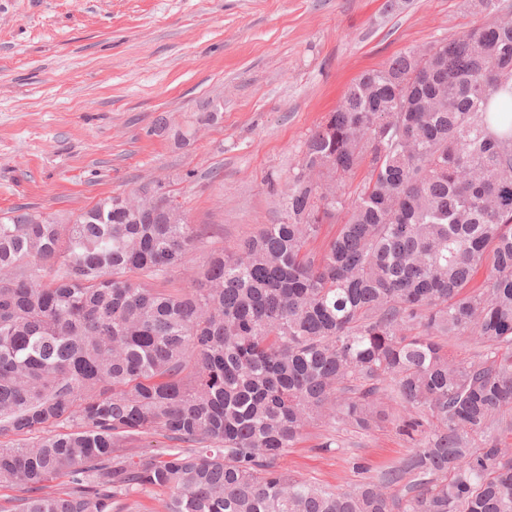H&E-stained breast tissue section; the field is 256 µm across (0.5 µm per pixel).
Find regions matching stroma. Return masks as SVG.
Instances as JSON below:
<instances>
[{
  "label": "stroma",
  "instance_id": "obj_1",
  "mask_svg": "<svg viewBox=\"0 0 512 512\" xmlns=\"http://www.w3.org/2000/svg\"><path fill=\"white\" fill-rule=\"evenodd\" d=\"M486 19L474 0H0V215L64 221L146 188L210 246L245 238L283 219L268 180L354 79ZM335 439L309 430L285 466L346 487L351 459L407 452L389 425Z\"/></svg>",
  "mask_w": 512,
  "mask_h": 512
}]
</instances>
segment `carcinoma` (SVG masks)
Segmentation results:
<instances>
[{"label": "carcinoma", "instance_id": "1", "mask_svg": "<svg viewBox=\"0 0 512 512\" xmlns=\"http://www.w3.org/2000/svg\"><path fill=\"white\" fill-rule=\"evenodd\" d=\"M480 4L501 19L361 74L307 138L284 219L189 288L166 284L207 230L165 197L0 217L13 512H140L154 492L163 512H512V106H493L512 4ZM388 421L407 454L353 463V486L282 466L310 428Z\"/></svg>", "mask_w": 512, "mask_h": 512}]
</instances>
